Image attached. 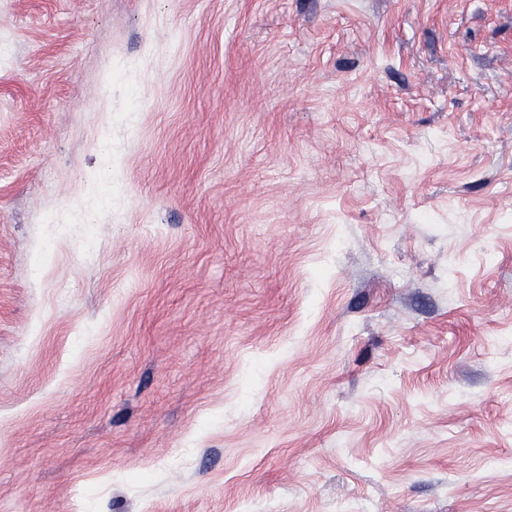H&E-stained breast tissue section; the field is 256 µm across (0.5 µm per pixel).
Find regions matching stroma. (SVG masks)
<instances>
[{"mask_svg": "<svg viewBox=\"0 0 512 512\" xmlns=\"http://www.w3.org/2000/svg\"><path fill=\"white\" fill-rule=\"evenodd\" d=\"M0 512H512V0H0Z\"/></svg>", "mask_w": 512, "mask_h": 512, "instance_id": "stroma-1", "label": "stroma"}]
</instances>
